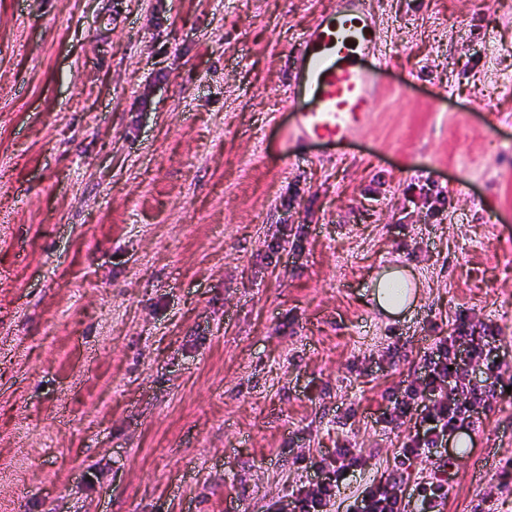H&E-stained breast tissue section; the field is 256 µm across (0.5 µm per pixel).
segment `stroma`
Wrapping results in <instances>:
<instances>
[{"instance_id": "stroma-1", "label": "stroma", "mask_w": 512, "mask_h": 512, "mask_svg": "<svg viewBox=\"0 0 512 512\" xmlns=\"http://www.w3.org/2000/svg\"><path fill=\"white\" fill-rule=\"evenodd\" d=\"M335 3L0 0V512H269L333 448L412 486L379 408L463 318L501 368L447 512H512V0H372L365 127L289 165ZM371 297L384 314L398 317L416 301L417 285L406 268L399 265L382 269L370 285Z\"/></svg>"}]
</instances>
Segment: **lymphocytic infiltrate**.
<instances>
[{"label":"lymphocytic infiltrate","instance_id":"1","mask_svg":"<svg viewBox=\"0 0 512 512\" xmlns=\"http://www.w3.org/2000/svg\"><path fill=\"white\" fill-rule=\"evenodd\" d=\"M497 332L485 327L475 334L466 323H459L453 334L440 338L423 357L417 383L389 393L379 420L387 425L404 424L414 418L416 431L403 442L395 457L396 469L409 468L420 456L447 448L451 434L486 409L491 378L497 377L499 364L493 342ZM481 360L488 383L474 381L468 360ZM361 458L344 448L321 455L314 464L320 480L302 485L292 500L280 504L275 512H329L342 505L344 512H405L407 499H414L418 512H445L448 503L447 480L433 477L406 488L400 481L369 482L349 495L341 489L348 474L361 469Z\"/></svg>","mask_w":512,"mask_h":512}]
</instances>
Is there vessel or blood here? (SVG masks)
Returning a JSON list of instances; mask_svg holds the SVG:
<instances>
[{
	"label": "vessel or blood",
	"instance_id": "obj_1",
	"mask_svg": "<svg viewBox=\"0 0 512 512\" xmlns=\"http://www.w3.org/2000/svg\"><path fill=\"white\" fill-rule=\"evenodd\" d=\"M286 103L295 113L290 151L314 141L336 143L363 128L385 60L371 0H339L301 38Z\"/></svg>",
	"mask_w": 512,
	"mask_h": 512
}]
</instances>
